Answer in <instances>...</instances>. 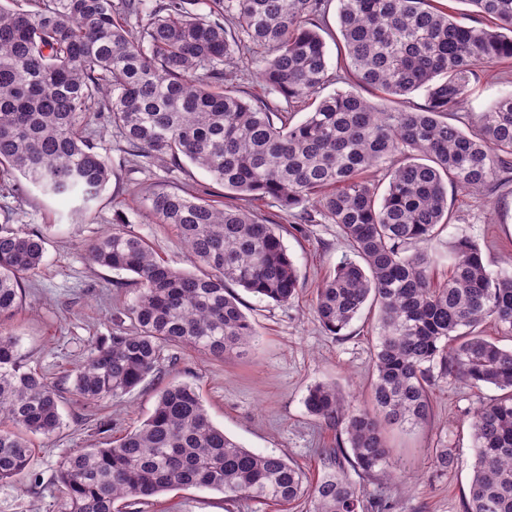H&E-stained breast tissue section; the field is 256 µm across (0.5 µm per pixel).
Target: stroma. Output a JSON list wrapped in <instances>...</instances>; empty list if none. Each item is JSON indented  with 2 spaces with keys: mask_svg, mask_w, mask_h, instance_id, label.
Returning <instances> with one entry per match:
<instances>
[{
  "mask_svg": "<svg viewBox=\"0 0 512 512\" xmlns=\"http://www.w3.org/2000/svg\"><path fill=\"white\" fill-rule=\"evenodd\" d=\"M510 91L512 83L481 72L456 115L459 126L470 129L475 115ZM96 142L113 175L88 217L71 216L68 204L30 185L18 193L0 191V224L8 220L48 237L36 285L27 290L22 310L8 327L19 338L24 361L61 384L100 339L111 336L116 308L133 298L132 289L125 286L127 274L89 265L87 242L122 222L146 237L159 257L189 271L194 268L170 226L145 223V204L135 198V191L155 185L189 188L214 192L227 206L236 202L232 192L187 159H180L175 167L140 162L125 152L124 142L109 127L98 128ZM448 203L452 222L443 240L466 236L476 241L492 270L512 262V183L486 195L458 192L449 196ZM283 240L301 292L295 301L279 304L241 293V309L259 333L245 355L214 361L178 349L162 374L147 378L112 404L94 407L65 395L60 406L63 429L47 439L35 438L36 477L0 484V512H45L56 493L51 479L60 456L78 448L107 447L139 426L152 412L159 390L175 379L193 381L212 422L244 447L286 455L308 480H317L323 473L321 451L335 447L336 430L307 411L308 389L319 382L333 384L351 405L368 404L378 319L376 310H364L336 336L314 317L317 285L351 256L336 225L313 224L307 234L287 232ZM494 393L491 387L477 393L459 384L437 383L431 392L434 413L423 428L387 431L393 479L380 482L357 474L354 482L366 498L388 494L394 512H461L460 498L474 463L469 422L481 402ZM438 448L453 450L454 467L437 466ZM307 508L302 500L286 505L232 502L219 492L190 487L157 496L143 512H306Z\"/></svg>",
  "mask_w": 512,
  "mask_h": 512,
  "instance_id": "obj_1",
  "label": "stroma"
}]
</instances>
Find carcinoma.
Returning <instances> with one entry per match:
<instances>
[{"label":"carcinoma","mask_w":512,"mask_h":512,"mask_svg":"<svg viewBox=\"0 0 512 512\" xmlns=\"http://www.w3.org/2000/svg\"><path fill=\"white\" fill-rule=\"evenodd\" d=\"M464 2L488 25L462 24L442 0H338L336 77L316 22L329 0L0 3V188L21 189V177L62 201L98 198L112 169L93 135L109 125L128 154L161 163L183 156L242 201L221 207L165 187L145 194L147 223L173 228L195 272L157 257L124 224L88 244L89 264L133 274L117 287L135 297L115 315L112 336L71 371L78 400L122 398L161 371L169 348L218 361L245 354L258 332L228 286L295 299L299 278L283 232L302 234L317 215L356 256L317 289V320L337 335L366 305L378 310L372 406L346 407L332 384L308 391V411L345 434L322 452L315 484L285 455L226 435L197 386L176 380L111 446L60 458L52 512H121L189 486L262 504L304 498L309 512H392L389 500L365 503L348 467L388 476L381 422L428 423L438 379L499 391L470 421L475 461L462 508L512 512V348L482 330L490 322L512 336V271L489 270L467 237L444 253L440 237L451 221L448 188L492 192L512 182V94L478 113L472 131L451 121L478 67L512 61V0ZM202 4L208 12H198ZM258 51L259 82L289 104L313 101L304 120L225 85ZM335 78L350 89L322 94ZM363 89L391 107H377ZM416 91L425 104L409 101ZM256 202L276 204L288 225ZM45 240L0 224L1 484L33 473L32 439L63 427L58 385L24 362L5 327L23 307Z\"/></svg>","instance_id":"carcinoma-1"}]
</instances>
